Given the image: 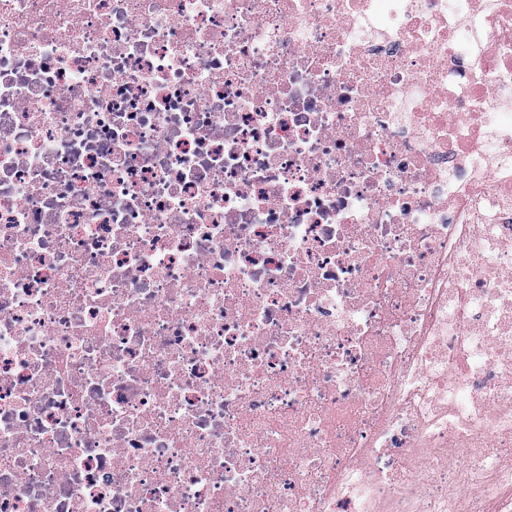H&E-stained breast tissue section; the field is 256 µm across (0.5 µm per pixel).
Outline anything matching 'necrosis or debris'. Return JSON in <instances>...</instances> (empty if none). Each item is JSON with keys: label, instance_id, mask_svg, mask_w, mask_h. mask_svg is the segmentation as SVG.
Listing matches in <instances>:
<instances>
[{"label": "necrosis or debris", "instance_id": "necrosis-or-debris-1", "mask_svg": "<svg viewBox=\"0 0 512 512\" xmlns=\"http://www.w3.org/2000/svg\"><path fill=\"white\" fill-rule=\"evenodd\" d=\"M0 512H512V0H0Z\"/></svg>", "mask_w": 512, "mask_h": 512}]
</instances>
